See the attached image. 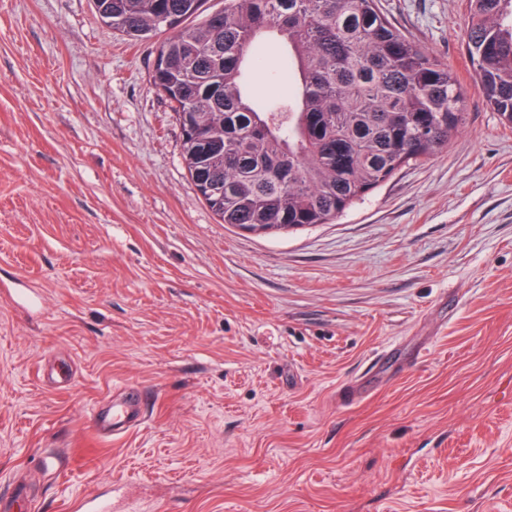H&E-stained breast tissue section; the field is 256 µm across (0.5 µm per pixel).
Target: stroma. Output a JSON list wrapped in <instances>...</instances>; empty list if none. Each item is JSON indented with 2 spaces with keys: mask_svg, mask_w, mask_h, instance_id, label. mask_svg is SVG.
<instances>
[{
  "mask_svg": "<svg viewBox=\"0 0 512 512\" xmlns=\"http://www.w3.org/2000/svg\"><path fill=\"white\" fill-rule=\"evenodd\" d=\"M467 121L330 224L218 223L90 0H0V504L69 512H512V128L465 0H379ZM368 396L336 402L345 383ZM140 396L116 441L94 411Z\"/></svg>",
  "mask_w": 512,
  "mask_h": 512,
  "instance_id": "obj_1",
  "label": "stroma"
}]
</instances>
